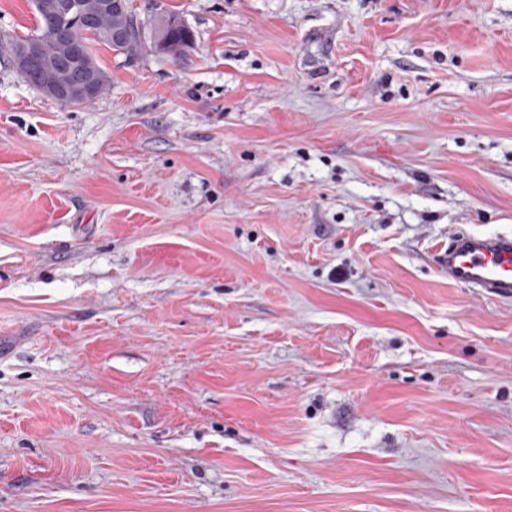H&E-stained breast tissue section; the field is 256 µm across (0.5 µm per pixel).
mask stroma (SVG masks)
<instances>
[{
  "instance_id": "1",
  "label": "stroma",
  "mask_w": 512,
  "mask_h": 512,
  "mask_svg": "<svg viewBox=\"0 0 512 512\" xmlns=\"http://www.w3.org/2000/svg\"><path fill=\"white\" fill-rule=\"evenodd\" d=\"M67 107L0 61V512H512V0H132ZM36 27L0 0V34ZM436 261L449 282L471 288L481 297L512 299V232L455 231Z\"/></svg>"
}]
</instances>
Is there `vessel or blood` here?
<instances>
[{
    "label": "vessel or blood",
    "mask_w": 512,
    "mask_h": 512,
    "mask_svg": "<svg viewBox=\"0 0 512 512\" xmlns=\"http://www.w3.org/2000/svg\"><path fill=\"white\" fill-rule=\"evenodd\" d=\"M436 261L449 282L483 297L512 299V232L483 235L455 231Z\"/></svg>",
    "instance_id": "b4317fda"
}]
</instances>
